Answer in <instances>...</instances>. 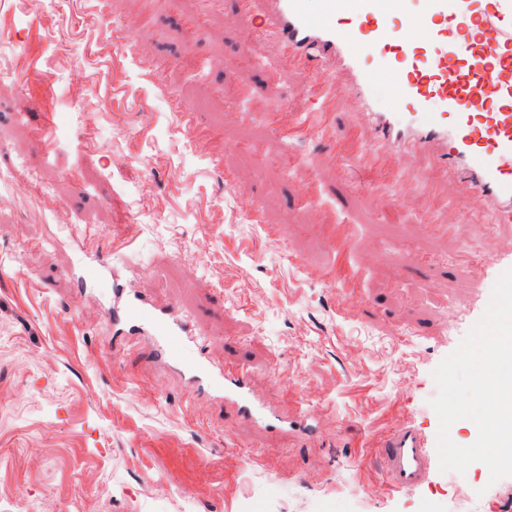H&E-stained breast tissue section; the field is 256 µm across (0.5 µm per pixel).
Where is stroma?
<instances>
[{"instance_id": "35a3bbf8", "label": "stroma", "mask_w": 512, "mask_h": 512, "mask_svg": "<svg viewBox=\"0 0 512 512\" xmlns=\"http://www.w3.org/2000/svg\"><path fill=\"white\" fill-rule=\"evenodd\" d=\"M0 21V512H512V476L432 467L393 490L371 443L413 424L436 443L432 377L512 269V224L422 157L389 232L390 188L364 173L359 106L336 105L348 144L281 141L277 103L308 112L304 77L235 18L233 0H181L133 27L141 0H12ZM207 9L204 31L184 15ZM38 13L41 27L30 23ZM240 104L229 112L225 100ZM440 207L445 234L421 219ZM74 224L132 237L111 262L180 304L212 357L245 365L279 431L189 398L152 342L110 346L69 268ZM320 224H349L335 256ZM360 287L346 295V268Z\"/></svg>"}]
</instances>
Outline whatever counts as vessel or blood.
Masks as SVG:
<instances>
[{
  "instance_id": "1",
  "label": "vessel or blood",
  "mask_w": 512,
  "mask_h": 512,
  "mask_svg": "<svg viewBox=\"0 0 512 512\" xmlns=\"http://www.w3.org/2000/svg\"><path fill=\"white\" fill-rule=\"evenodd\" d=\"M314 19L307 0H236L254 37L272 41L280 59L305 72L318 114L342 96L358 101L372 129L363 154L377 171L389 153L426 154L456 174L468 197L487 206L495 223H512V0H325ZM397 96L378 108L369 96L377 73ZM115 242L103 234L80 243V279L94 284ZM107 317L128 332L153 336V356L179 368L191 394L229 401L238 417L264 420L248 378L235 365L192 354L185 313L159 304L120 274L112 276ZM375 460L394 489L420 485L431 457L413 425L390 428L374 443Z\"/></svg>"
}]
</instances>
